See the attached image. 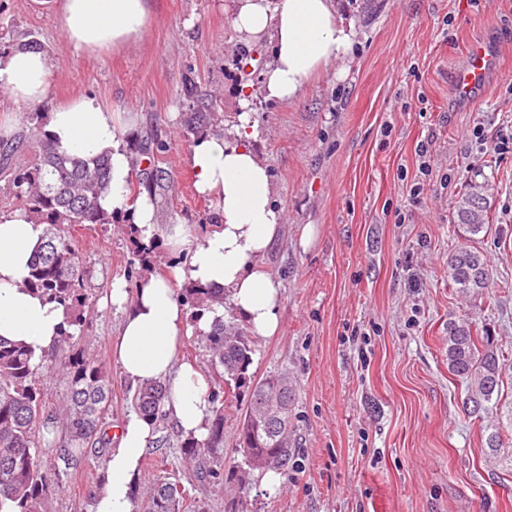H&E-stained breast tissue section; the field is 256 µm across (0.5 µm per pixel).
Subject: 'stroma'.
Returning <instances> with one entry per match:
<instances>
[{"label": "stroma", "instance_id": "35a3bbf8", "mask_svg": "<svg viewBox=\"0 0 512 512\" xmlns=\"http://www.w3.org/2000/svg\"><path fill=\"white\" fill-rule=\"evenodd\" d=\"M231 9V0H156L137 44L75 56L38 0H0V48L26 40L56 59L49 102L92 92L136 115L132 172L161 170L162 188L142 191L160 226L182 224L195 236L216 222L185 175L189 151L205 134L232 138L239 89L253 92L252 146L283 212L265 259L283 305L279 332L253 337L248 374L294 378L293 464L272 490L257 473L243 494L226 480L195 483L181 512H512V463L488 456L487 422L464 412L445 354L449 321L466 318L512 356V152L481 154L473 135H512V0L476 8L468 0H339L357 33L352 53L289 103L266 98L271 47L242 42ZM476 39L496 46L500 65L466 103L455 76ZM188 83L197 87L191 98ZM196 112L207 118L193 126ZM153 140L169 149L149 162L142 151ZM425 142L435 162L424 177L417 147ZM473 181L489 185L491 221L470 241L453 204ZM71 234L91 306L83 332L60 352L81 351L102 367L111 388L106 421L116 427L134 407V387L112 357L122 312L105 299L117 278L135 290L136 243L122 219L75 225ZM466 244L490 274L489 288L467 297L448 283V257ZM248 393H224V446L214 462L225 470L242 461L236 444ZM181 441L172 420L158 426L137 487L183 480ZM103 470L93 458L73 472L52 512H90Z\"/></svg>", "mask_w": 512, "mask_h": 512}]
</instances>
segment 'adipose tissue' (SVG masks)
I'll return each mask as SVG.
<instances>
[{"mask_svg": "<svg viewBox=\"0 0 512 512\" xmlns=\"http://www.w3.org/2000/svg\"><path fill=\"white\" fill-rule=\"evenodd\" d=\"M47 5L70 51L90 56L140 41L154 11V0H41ZM233 25L249 44L270 43L272 57L262 81L269 99L295 100L304 84L330 61L346 56L352 29L338 14L336 0H232ZM56 70L53 54L19 41L0 52V91L14 104L0 113V132L11 133L21 109H46L45 133L68 154L89 159L108 154L111 184L100 205L133 224L143 242L164 237L173 253H186L183 264L168 277L150 274L135 292L123 281L112 284V303L123 311L113 355L123 375L142 386L169 380L165 409L184 435L203 438L210 405L207 383L192 365L177 361L183 336L209 331L213 313L195 327L186 324V307L178 289L193 282L223 289L228 303L258 336L280 328V285L263 263L277 237L282 212L273 200L267 164L248 146L257 127L241 112L235 141L204 135L192 146L186 175L196 192L209 199L217 224L194 242L182 226L159 229L147 198L131 199L128 185L132 160L126 135L134 118L113 112L91 94L56 105L47 99ZM46 234V226L22 209L0 211V337L24 346L34 364L60 339L63 306L24 289L30 260ZM153 428L139 412L122 421L108 450L105 491L93 512H132V493Z\"/></svg>", "mask_w": 512, "mask_h": 512, "instance_id": "ef3b65f1", "label": "adipose tissue"}]
</instances>
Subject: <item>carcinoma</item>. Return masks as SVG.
I'll return each instance as SVG.
<instances>
[{"mask_svg":"<svg viewBox=\"0 0 512 512\" xmlns=\"http://www.w3.org/2000/svg\"><path fill=\"white\" fill-rule=\"evenodd\" d=\"M31 152L22 163L12 185L17 198L29 212L47 224L45 240L32 258L29 277L23 287L36 290L63 305L69 314L62 339H73V327L86 322L83 309L90 304L88 281L79 266L78 254L69 236L74 224H111L113 217L99 207V199L110 188V163L102 155L84 160L52 144L45 131L34 127L20 145L3 148L4 159L22 150ZM487 184H468L456 198L455 223L466 227L470 238L487 231L489 224ZM448 277L456 290L467 296L488 287L489 271L483 255L469 246L448 258ZM180 297L196 311L224 307V289L204 288L186 283ZM211 364L224 374L226 385H240L252 362L248 329L237 318H215L205 334ZM448 372L465 385L463 408L471 416L496 419L488 426V455L505 454L500 429L503 420L512 426V409L503 411L505 359L494 349L489 337L476 333L470 322H448ZM64 379L67 399L51 405L38 385L40 368L31 353L0 337V512H50L53 494L62 487L68 471L89 457L102 459L112 444L105 420L110 390L98 364L88 358L68 356L54 364ZM168 388L162 382L140 386L134 391L135 408L157 423L167 415ZM279 401L283 411L269 412V400ZM295 386L286 374H271L252 386L237 452L243 462L260 457L264 470L288 467ZM208 434L181 442L183 459L198 464L194 478L222 477L207 465V456L224 442V399L221 391L209 390ZM254 470L231 467L227 480L239 491L249 485ZM185 487L178 482L156 481L147 496L146 512H180Z\"/></svg>","mask_w":512,"mask_h":512,"instance_id":"obj_1","label":"carcinoma"}]
</instances>
